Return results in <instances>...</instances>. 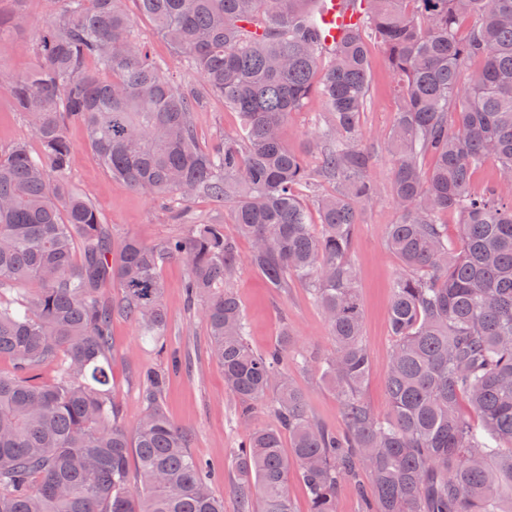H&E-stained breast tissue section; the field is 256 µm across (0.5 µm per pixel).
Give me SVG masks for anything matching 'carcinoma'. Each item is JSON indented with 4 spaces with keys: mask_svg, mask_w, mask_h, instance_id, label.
<instances>
[{
    "mask_svg": "<svg viewBox=\"0 0 512 512\" xmlns=\"http://www.w3.org/2000/svg\"><path fill=\"white\" fill-rule=\"evenodd\" d=\"M56 2L34 43L38 64L0 73L38 144L0 152V290L38 285L0 303V358L13 364L0 372V512H224L211 468L163 408L181 360L141 372L145 413L135 425L112 399V316L162 343L160 270L171 261L187 269V302L201 305L241 422L273 395L277 425L248 427L234 450L239 512H294L293 469L309 512H336L338 487L362 473L371 479L366 512H512L501 502L512 490V0H360L359 25L330 54L307 26L318 0H134L198 76L186 88L149 55L123 0ZM466 18L473 24L462 38ZM251 24L264 36L253 37ZM371 38L402 95L388 134L402 220L389 225L387 246L402 272L389 308L384 417L360 396L372 360L352 262L359 212L379 196L359 133ZM476 59L481 68L461 84ZM207 96L242 122L240 135L211 148L192 120ZM313 97L327 113L315 173L281 137L288 114ZM70 122L84 126L112 177L174 220L200 198L229 205L236 233L252 242L251 264L276 288L311 287L334 348L298 356L336 391L342 429L316 422L288 380V334L265 352L249 347L227 286L240 258L224 225L192 224L152 245L114 240L69 184ZM489 159L499 180L474 195L470 180ZM322 179L335 191L318 199L317 231L296 188L316 193ZM442 211L458 215L455 242L438 223ZM112 283L115 301L102 296ZM49 363L58 377L46 384L36 371ZM463 400L478 423L460 412Z\"/></svg>",
    "mask_w": 512,
    "mask_h": 512,
    "instance_id": "carcinoma-1",
    "label": "carcinoma"
}]
</instances>
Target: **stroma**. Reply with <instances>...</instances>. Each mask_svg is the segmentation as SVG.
I'll list each match as a JSON object with an SVG mask.
<instances>
[{
  "instance_id": "stroma-1",
  "label": "stroma",
  "mask_w": 512,
  "mask_h": 512,
  "mask_svg": "<svg viewBox=\"0 0 512 512\" xmlns=\"http://www.w3.org/2000/svg\"><path fill=\"white\" fill-rule=\"evenodd\" d=\"M53 0H25L15 10L12 0H0V13L13 19L9 35L0 41V70L22 74L33 68L32 51L39 29L50 20ZM136 29L164 72L179 82L194 81L186 63L162 38L152 23L136 18ZM401 103L379 43L369 46V104L360 117L361 143L372 154L369 177L381 190L378 200L359 214L353 240V261L363 310V341L373 366L361 387L364 402L376 413L387 410L385 371L392 345L389 307L392 284L401 272L399 260L386 245L387 227L399 223L401 214L391 198L393 157L385 137ZM326 116L319 98H311L298 112L290 113L282 126V137L289 148L301 155L309 167H316L320 156L321 129ZM201 145H216L221 138L236 134L241 119L225 108L219 97L205 99L194 114ZM68 138L74 148L71 173L73 188L93 204L113 238L131 234L151 245L169 236L185 233L186 225L173 223L166 210L125 183L112 179L101 167L87 145L82 125L69 124ZM190 216L223 225L235 238L240 263L229 279L249 325V341L258 351L272 348L283 330L292 333L293 348L309 358L330 351L333 340L321 309L311 290L293 282L274 287L249 262L252 245L248 238L236 235L229 208L200 199L191 206ZM165 282L164 303L168 311L166 342L181 353L187 363L180 374L171 376L163 406L169 419L191 436L190 451L196 458L213 463L220 475L212 485L213 494L223 500L224 512H238L234 492L236 474L232 452L243 437L238 418V401L224 385V372L209 353L208 329L199 307H187L184 283L185 267L171 262L161 270ZM166 363L153 344L144 340L132 320L112 319V396L119 405L125 424H135L144 412L140 396L139 374L147 368ZM289 379L303 392L310 415L318 422L340 427L342 411L333 389L314 371L287 361Z\"/></svg>"
}]
</instances>
